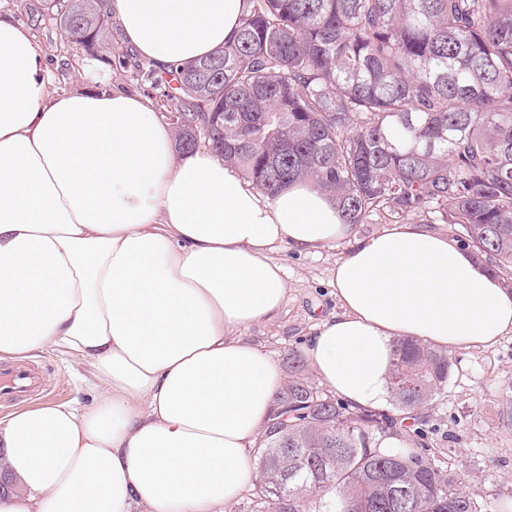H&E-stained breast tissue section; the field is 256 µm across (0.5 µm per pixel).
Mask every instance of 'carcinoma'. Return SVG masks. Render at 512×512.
<instances>
[{"label":"carcinoma","instance_id":"carcinoma-1","mask_svg":"<svg viewBox=\"0 0 512 512\" xmlns=\"http://www.w3.org/2000/svg\"><path fill=\"white\" fill-rule=\"evenodd\" d=\"M66 38L112 44L105 0H51ZM234 38L175 68L179 148L196 137L273 199L313 182L341 223L458 227L512 287V0H245ZM448 354L395 343L390 393L414 420ZM313 387L300 356L256 449L261 512H490L437 467L422 434Z\"/></svg>","mask_w":512,"mask_h":512}]
</instances>
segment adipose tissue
Wrapping results in <instances>:
<instances>
[{"label": "adipose tissue", "instance_id": "obj_1", "mask_svg": "<svg viewBox=\"0 0 512 512\" xmlns=\"http://www.w3.org/2000/svg\"><path fill=\"white\" fill-rule=\"evenodd\" d=\"M126 46L164 72L222 47L244 0H107ZM152 100L49 90L28 28L0 18V354L55 349L96 371L91 406L0 417V512H224L283 387L242 331L281 313L269 253L348 238L308 182L263 198L222 158L176 154ZM339 313L305 345L352 407L389 398L394 342L457 350L512 332V291L448 235L396 224L335 265Z\"/></svg>", "mask_w": 512, "mask_h": 512}]
</instances>
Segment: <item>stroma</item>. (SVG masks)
<instances>
[{"instance_id": "stroma-1", "label": "stroma", "mask_w": 512, "mask_h": 512, "mask_svg": "<svg viewBox=\"0 0 512 512\" xmlns=\"http://www.w3.org/2000/svg\"><path fill=\"white\" fill-rule=\"evenodd\" d=\"M31 35L54 76L55 90L113 86L147 95L159 114L168 115L171 84L147 80L133 66L86 55L67 43L53 11L46 10L42 25ZM390 225V220L372 217L368 223L355 225L349 239L311 254L279 246L272 257L286 270V304L276 320L253 325L242 333V340L272 354L281 364L289 351H303L315 326L338 310L330 284L336 262L353 240ZM451 358L447 385L414 426L425 437L429 458L446 474L489 503L492 512H512V427L506 425L503 411L505 394L512 392V334L490 347L452 351ZM26 360L44 369L50 384L47 401L93 404L95 378L88 364L53 349L32 352Z\"/></svg>"}]
</instances>
